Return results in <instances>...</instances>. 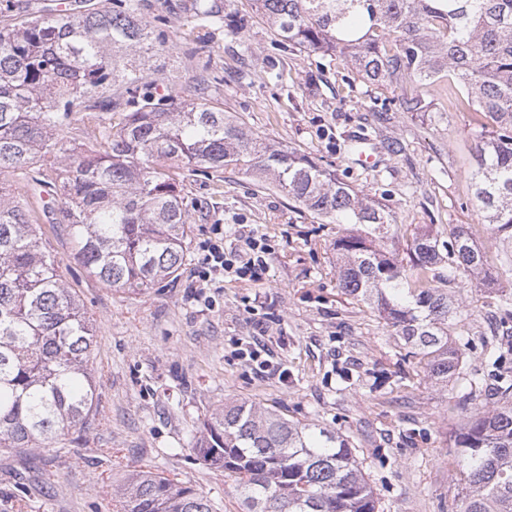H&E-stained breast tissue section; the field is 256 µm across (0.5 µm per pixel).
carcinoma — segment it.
Segmentation results:
<instances>
[{
  "mask_svg": "<svg viewBox=\"0 0 512 512\" xmlns=\"http://www.w3.org/2000/svg\"><path fill=\"white\" fill-rule=\"evenodd\" d=\"M280 37L308 53H340L382 86L413 84L399 112L430 107L422 90L448 82L456 107L496 130L480 136L472 174L482 223L512 243V0H255ZM188 22L243 33L218 0H185ZM170 49L143 20L141 0H105L68 13L25 10L0 28V175L19 172L34 195L57 202L74 256L107 288L143 290L175 277L187 257L185 173L226 168L272 176L279 191L326 224L354 230L332 243L338 287L370 305L436 381L460 374L458 314L447 286L464 271L493 279L463 224L448 234L414 225L409 261L393 246L389 207L358 194L314 160L263 142L212 95L214 76L157 94L149 54ZM95 145L55 132L76 104ZM25 203L0 191V447L43 448L83 428L94 408L93 334ZM500 298L509 330L512 291ZM497 407L469 416L454 434L462 512H512V376L474 370ZM196 449L224 469L245 512H379L353 449L329 430L234 405L203 425ZM123 512H213L199 490L140 471L119 490Z\"/></svg>",
  "mask_w": 512,
  "mask_h": 512,
  "instance_id": "obj_1",
  "label": "carcinoma"
}]
</instances>
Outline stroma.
I'll use <instances>...</instances> for the list:
<instances>
[{"mask_svg":"<svg viewBox=\"0 0 512 512\" xmlns=\"http://www.w3.org/2000/svg\"><path fill=\"white\" fill-rule=\"evenodd\" d=\"M179 0H144L143 18L172 45L150 59L159 93L181 99L206 45L210 74L223 78L218 99L266 142L315 159L369 196L384 197L406 253L409 224L471 228L490 269L487 286L459 273L450 289L460 313L448 334L463 344L458 379H430L393 328L337 286L325 224L272 184L231 169L184 180L191 215L187 259L177 278L142 292L103 287L74 257L66 225L41 219L43 245L87 312L95 344L94 422L41 449L0 450V512H117L115 498L140 471L203 491L216 512H241L223 470L205 465L194 438L204 420L245 402L289 421L349 440L379 512H460L455 431L492 403L470 391L473 369L489 355L512 372V335L493 327L500 290L512 289V245L482 224L472 196L479 116L451 108L447 89L428 92L431 111L380 112L393 88L364 80L345 58L280 43L255 0H224L244 19L242 36L195 28L175 14ZM369 139L378 164H354V139ZM223 225L225 243L240 225L267 239L266 272L253 283L225 275L202 286V247ZM258 339L272 368L242 356ZM287 378L273 374L276 366Z\"/></svg>","mask_w":512,"mask_h":512,"instance_id":"35a3bbf8","label":"stroma"}]
</instances>
